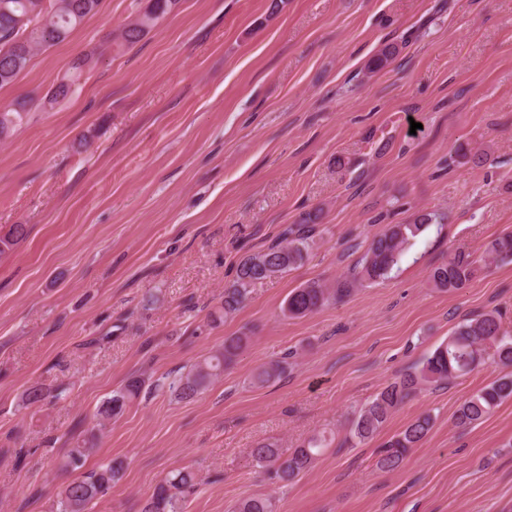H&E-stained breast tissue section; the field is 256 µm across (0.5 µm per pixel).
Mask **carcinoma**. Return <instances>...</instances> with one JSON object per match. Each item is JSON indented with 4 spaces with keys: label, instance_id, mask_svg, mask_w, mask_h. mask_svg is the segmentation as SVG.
Wrapping results in <instances>:
<instances>
[{
    "label": "carcinoma",
    "instance_id": "obj_1",
    "mask_svg": "<svg viewBox=\"0 0 512 512\" xmlns=\"http://www.w3.org/2000/svg\"><path fill=\"white\" fill-rule=\"evenodd\" d=\"M181 0H148L147 6L130 19L119 31L115 44L119 48L139 42L160 20L178 9ZM100 0H0V87L14 82L31 58L39 51L71 40L85 18L96 11ZM395 50L386 47L370 60L367 73L386 67ZM91 63L88 56L76 59L70 75L64 77L47 100L52 105L72 94L84 69ZM25 104L0 110V140L7 138L22 122ZM436 214L417 215L411 224H388L375 234L368 249L352 269L349 277L331 288L318 282L294 289L287 297L282 312L289 318H300L347 296L365 282H375L388 276L398 265L406 246L431 225ZM315 232L314 218L307 214L295 224L285 226L267 248L244 256L238 263L233 284L224 289V316L238 311L250 287L258 281L281 275L301 265L310 248ZM26 236L23 224H13L0 231V259L8 257ZM512 258V232L490 240L484 256L475 258L465 252H455L448 261L431 270L434 287L450 292L465 287L475 275L488 268L489 260ZM244 344L241 336L224 338L222 348L193 365L187 372L165 376L159 387L168 388L179 399H191L205 391L212 381L224 373ZM486 366L501 371V375L463 401L454 413L460 426L472 425L487 417L504 400L512 398V336L504 329L498 315L487 312L477 318L460 322L448 341L441 343L413 371L385 387L362 409L351 431V439L361 444L371 439L388 417L426 384H443L464 377L476 368ZM281 363L270 362L258 368L252 383L265 384L282 373ZM142 392V381L132 378L112 393L98 412L102 429L118 416ZM433 425L431 414H424L395 435L379 451L377 467L393 470L404 460L409 449L416 447ZM326 439L314 435L296 448H286L279 441L257 444L252 456L257 466L270 478L288 483L311 467L325 447ZM122 465L107 466L83 474L69 483L60 493L57 512H88V506L112 481L119 478ZM196 475L188 469H177L162 479L146 500L143 512H182L183 499L193 491ZM235 512H277L276 502L268 496L241 499Z\"/></svg>",
    "mask_w": 512,
    "mask_h": 512
}]
</instances>
